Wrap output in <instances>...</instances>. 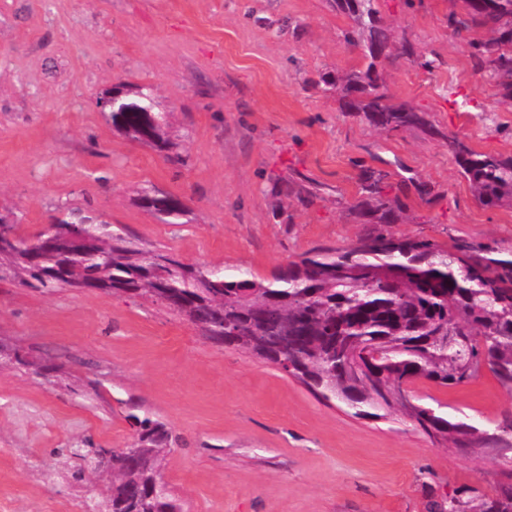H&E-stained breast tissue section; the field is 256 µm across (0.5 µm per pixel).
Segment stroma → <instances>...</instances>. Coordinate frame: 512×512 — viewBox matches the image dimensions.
I'll return each instance as SVG.
<instances>
[{
	"instance_id": "obj_1",
	"label": "stroma",
	"mask_w": 512,
	"mask_h": 512,
	"mask_svg": "<svg viewBox=\"0 0 512 512\" xmlns=\"http://www.w3.org/2000/svg\"><path fill=\"white\" fill-rule=\"evenodd\" d=\"M462 8L377 2L396 43L377 67L431 136L322 91L365 64L334 0H0V211L27 232L78 208L137 248L260 278L378 233L512 250V206L478 204L448 147L512 156V105L448 35ZM118 83L150 90L171 149L113 129L97 98ZM365 168L406 186L396 223L361 216ZM147 193L183 214L161 220ZM411 390L491 433L512 422L486 367ZM139 417L171 437L160 476L183 512H441L458 495L482 512L512 488V440L457 448L399 411L354 415L142 296L0 281V512H88L110 478L81 454L127 447Z\"/></svg>"
}]
</instances>
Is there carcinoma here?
Instances as JSON below:
<instances>
[{"label": "carcinoma", "instance_id": "cac0c4a2", "mask_svg": "<svg viewBox=\"0 0 512 512\" xmlns=\"http://www.w3.org/2000/svg\"><path fill=\"white\" fill-rule=\"evenodd\" d=\"M464 13L448 19L449 36L471 49L476 68L486 73L512 103V0H463ZM352 21L348 39L368 59L364 70L321 79L354 112L377 128L437 130L420 112H403L387 93L372 47L392 41L376 0H336ZM146 112H114L112 127L136 141L168 147L162 116L150 91L129 99ZM461 173L483 206L512 201V157L477 153L453 140ZM360 214L393 224L405 203L389 198L382 174L363 170ZM0 247V280L53 291L86 287L155 302L213 333L212 340L250 350L251 328L260 330L258 356L277 365L298 364L293 375L326 400L335 399L354 414L385 417L383 399L405 383L425 378L441 386L463 383L485 365L512 386V253L505 256L465 241L445 248L427 239L384 234L364 238L363 250H316L275 272L269 279L247 271L195 267L161 252L142 251L112 233L93 215L73 210L54 228L22 235ZM457 336L450 343L449 335ZM369 352L372 362L357 374L348 352ZM400 410L422 433L458 447L512 438V423L490 434L464 420H450L414 400ZM137 454L127 448L108 455L102 449L88 466L112 470L108 493L96 512H182V505L158 469L169 442L164 425L138 420Z\"/></svg>", "mask_w": 512, "mask_h": 512}]
</instances>
